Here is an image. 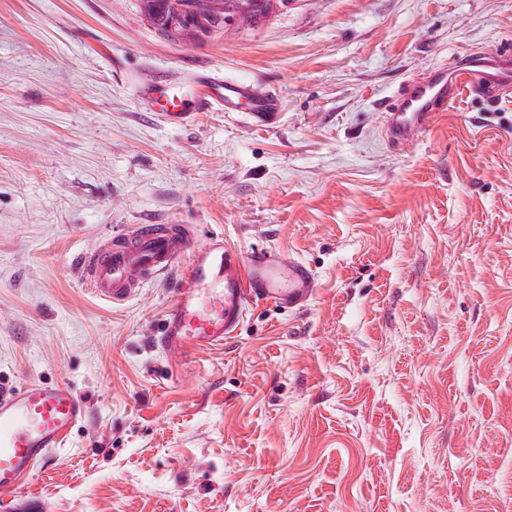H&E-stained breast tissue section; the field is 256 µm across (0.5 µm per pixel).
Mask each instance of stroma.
I'll use <instances>...</instances> for the list:
<instances>
[{"instance_id": "1", "label": "stroma", "mask_w": 512, "mask_h": 512, "mask_svg": "<svg viewBox=\"0 0 512 512\" xmlns=\"http://www.w3.org/2000/svg\"><path fill=\"white\" fill-rule=\"evenodd\" d=\"M512 49V0H287L245 31L162 35L140 0H0V387L89 415L0 512H500L512 502V96L464 94L413 148L403 83ZM277 94L271 127L145 111L139 77ZM188 224L307 263L299 310L252 306L173 369L174 276L124 306L80 259Z\"/></svg>"}]
</instances>
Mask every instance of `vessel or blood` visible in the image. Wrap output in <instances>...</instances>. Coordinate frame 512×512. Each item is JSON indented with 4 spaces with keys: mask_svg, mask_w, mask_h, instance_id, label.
Returning a JSON list of instances; mask_svg holds the SVG:
<instances>
[{
    "mask_svg": "<svg viewBox=\"0 0 512 512\" xmlns=\"http://www.w3.org/2000/svg\"><path fill=\"white\" fill-rule=\"evenodd\" d=\"M512 91V54L464 55L457 65L437 66L414 78L386 114V136L396 150L414 146L439 112L461 94L506 97ZM136 94L145 109L168 123L185 126L196 113L246 110L251 125L275 124L278 96L236 79L196 77L163 85L140 82ZM182 267L162 320L158 341L174 360L223 346L236 336L249 306L264 302L288 310L306 305L317 278L303 261L273 250L246 251L224 235L196 245L185 224H134L107 238L80 263L92 292L120 307L143 285ZM86 417L85 402L67 385L32 380L0 393V494L21 495L26 480L65 447Z\"/></svg>",
    "mask_w": 512,
    "mask_h": 512,
    "instance_id": "obj_1",
    "label": "vessel or blood"
}]
</instances>
